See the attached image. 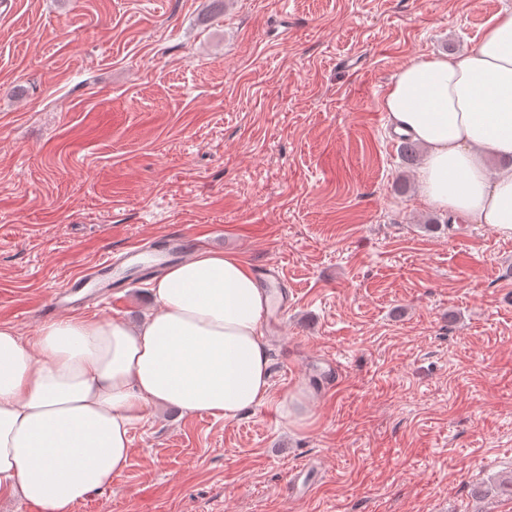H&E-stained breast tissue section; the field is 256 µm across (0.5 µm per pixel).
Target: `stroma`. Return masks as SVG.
<instances>
[{
	"mask_svg": "<svg viewBox=\"0 0 512 512\" xmlns=\"http://www.w3.org/2000/svg\"><path fill=\"white\" fill-rule=\"evenodd\" d=\"M512 0H16L0 15V324L33 335L72 274L180 228L279 264L269 399L153 409L74 512H512V239L440 210L382 96ZM151 279L98 316L139 322ZM334 359L324 389L315 368ZM311 392L296 428L280 400ZM301 468L312 488L293 493Z\"/></svg>",
	"mask_w": 512,
	"mask_h": 512,
	"instance_id": "1",
	"label": "stroma"
}]
</instances>
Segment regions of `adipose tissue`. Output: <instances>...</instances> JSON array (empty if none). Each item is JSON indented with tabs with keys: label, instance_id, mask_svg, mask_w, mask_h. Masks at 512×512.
Instances as JSON below:
<instances>
[{
	"label": "adipose tissue",
	"instance_id": "ef3b65f1",
	"mask_svg": "<svg viewBox=\"0 0 512 512\" xmlns=\"http://www.w3.org/2000/svg\"><path fill=\"white\" fill-rule=\"evenodd\" d=\"M383 108L424 147L423 201L512 238V7L466 54L411 60ZM151 293L135 326L71 315L27 341L0 325V496L73 512L120 478L154 406L230 420L268 399L270 297L246 262L201 250Z\"/></svg>",
	"mask_w": 512,
	"mask_h": 512
}]
</instances>
